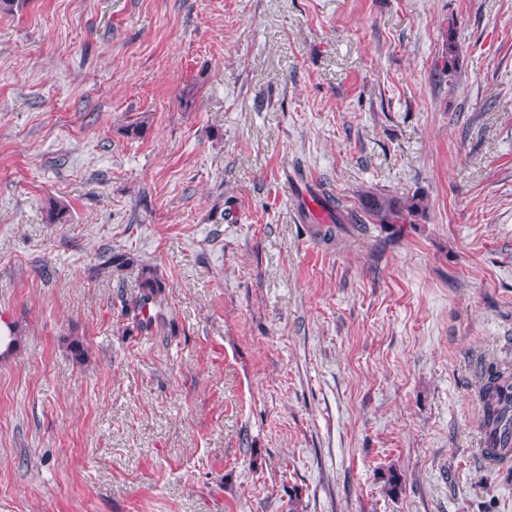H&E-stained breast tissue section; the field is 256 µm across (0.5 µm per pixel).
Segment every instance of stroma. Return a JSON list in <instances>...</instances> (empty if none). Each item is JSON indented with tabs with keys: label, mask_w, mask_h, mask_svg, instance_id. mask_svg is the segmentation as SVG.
<instances>
[{
	"label": "stroma",
	"mask_w": 512,
	"mask_h": 512,
	"mask_svg": "<svg viewBox=\"0 0 512 512\" xmlns=\"http://www.w3.org/2000/svg\"><path fill=\"white\" fill-rule=\"evenodd\" d=\"M319 185L427 209L325 244ZM0 320V512H512L477 401L512 364V0H16ZM164 288L165 283L157 270L151 266L145 267L138 293L124 306V314H132V323L137 328H147L152 323L154 315L151 314V305H156Z\"/></svg>",
	"instance_id": "obj_1"
}]
</instances>
